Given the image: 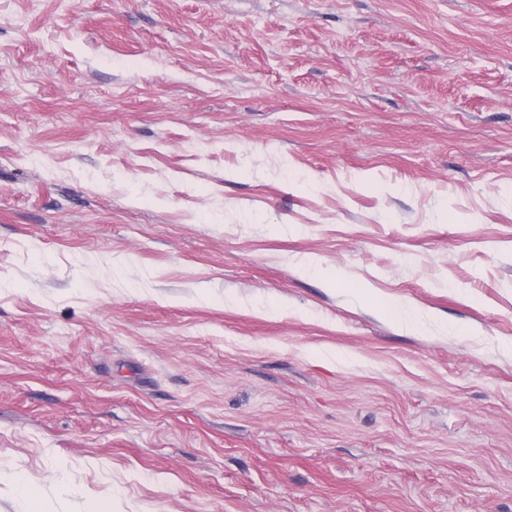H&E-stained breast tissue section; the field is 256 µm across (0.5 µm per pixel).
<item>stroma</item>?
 I'll return each mask as SVG.
<instances>
[{
    "label": "stroma",
    "mask_w": 512,
    "mask_h": 512,
    "mask_svg": "<svg viewBox=\"0 0 512 512\" xmlns=\"http://www.w3.org/2000/svg\"><path fill=\"white\" fill-rule=\"evenodd\" d=\"M17 472L512 512V0H0V512Z\"/></svg>",
    "instance_id": "stroma-1"
}]
</instances>
